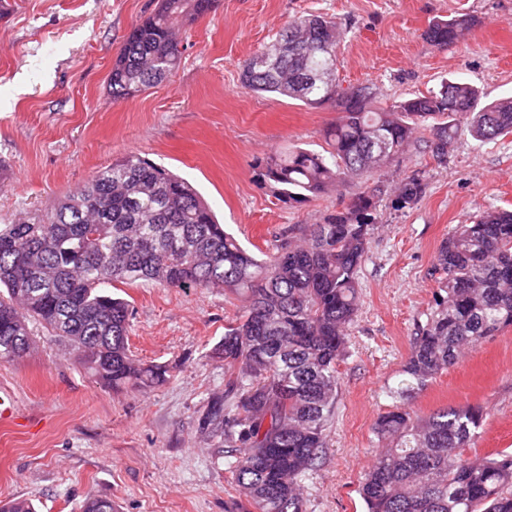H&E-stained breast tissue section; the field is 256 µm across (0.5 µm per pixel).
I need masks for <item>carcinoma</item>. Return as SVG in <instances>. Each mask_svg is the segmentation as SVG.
<instances>
[{
    "label": "carcinoma",
    "instance_id": "1",
    "mask_svg": "<svg viewBox=\"0 0 512 512\" xmlns=\"http://www.w3.org/2000/svg\"><path fill=\"white\" fill-rule=\"evenodd\" d=\"M215 6L160 0L124 39L109 75L112 99L168 78L180 62L177 32ZM470 26L467 16L437 20L425 38L446 47ZM346 34L331 17H297L242 66V84L257 94L310 107L332 103L338 111L324 152L295 148L256 163L259 179L283 202L305 203L337 182L386 167L423 127L432 131L426 147L440 163L463 124L481 143L512 133V98L484 104L479 88L460 79L394 106L378 104L369 86L341 88L336 50ZM424 189L407 179L397 203L416 201ZM372 207L363 191L323 223L290 229L299 237L282 239L261 259L215 221L189 182L128 153L50 208L0 225V360L32 348L34 319L104 383H161L164 367H145L130 353L129 303L110 288L224 289L242 307L220 344L229 372L225 395L209 401L199 427L224 439L232 483L252 512H303L299 487L327 447L336 365L358 316ZM431 275L444 295L413 337L403 366L409 391L512 326V209L488 208L457 225ZM482 419L478 406L420 416L397 404L380 416L375 433L388 446L360 482L366 512H512V453L461 456ZM80 512H113L112 501L89 494Z\"/></svg>",
    "mask_w": 512,
    "mask_h": 512
}]
</instances>
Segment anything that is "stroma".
Masks as SVG:
<instances>
[{"label":"stroma","mask_w":512,"mask_h":512,"mask_svg":"<svg viewBox=\"0 0 512 512\" xmlns=\"http://www.w3.org/2000/svg\"><path fill=\"white\" fill-rule=\"evenodd\" d=\"M159 0H8L0 9V224L49 207L98 169L135 152L190 182L219 223L251 251L270 253L289 227L319 224L356 194L374 191L376 223L359 272L360 310L337 367L338 399L320 464L301 483L304 512H365L359 481L383 447L377 418L395 405L418 324L435 308L429 275L455 225L488 207L512 209V134L488 144L460 128L446 163L419 134L388 168L302 204L277 199L255 163L292 146L319 151L337 117L244 88L242 66L294 18L324 14L351 32L338 50L341 87L369 85L392 105L462 78L495 99L512 95V0H218L180 32L181 60L165 81L112 100V62L130 29ZM460 15L470 34L445 47L429 24ZM416 175L422 196L397 208V186ZM131 304L129 346L163 383L112 388L38 321L33 347L0 361V388L19 405L0 426V499L28 498L38 512H79L86 494L117 512H247L216 439L199 429L226 389L216 348L239 303L223 290L121 285ZM427 415L481 407L463 456L512 452V327L468 351L412 391Z\"/></svg>","instance_id":"obj_1"}]
</instances>
